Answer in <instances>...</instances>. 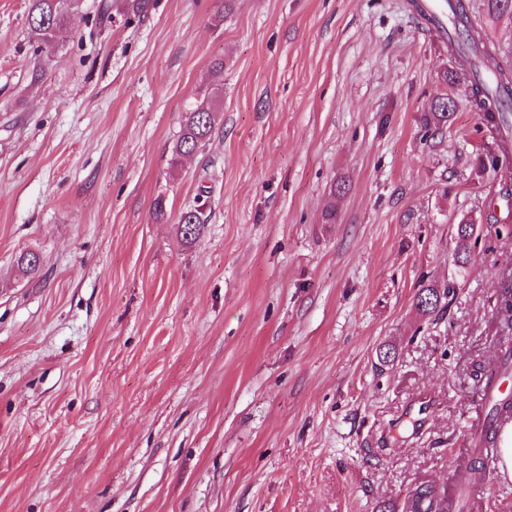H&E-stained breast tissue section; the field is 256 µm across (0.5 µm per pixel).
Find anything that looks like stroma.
Segmentation results:
<instances>
[{
    "label": "stroma",
    "instance_id": "35a3bbf8",
    "mask_svg": "<svg viewBox=\"0 0 512 512\" xmlns=\"http://www.w3.org/2000/svg\"><path fill=\"white\" fill-rule=\"evenodd\" d=\"M464 2L487 69L512 66V18ZM99 3L33 86L28 0H0V512L456 498L488 412L477 372L499 364L512 155L479 168L500 137L439 81L438 32L411 0H151L103 28ZM445 94L447 128L425 132ZM206 100L214 135L170 168ZM199 199L188 243L177 216ZM430 285L448 295L424 316ZM466 512H512L496 464Z\"/></svg>",
    "mask_w": 512,
    "mask_h": 512
}]
</instances>
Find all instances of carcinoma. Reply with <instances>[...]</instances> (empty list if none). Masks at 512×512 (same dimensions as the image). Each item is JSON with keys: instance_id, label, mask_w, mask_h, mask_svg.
I'll return each instance as SVG.
<instances>
[{"instance_id": "1", "label": "carcinoma", "mask_w": 512, "mask_h": 512, "mask_svg": "<svg viewBox=\"0 0 512 512\" xmlns=\"http://www.w3.org/2000/svg\"><path fill=\"white\" fill-rule=\"evenodd\" d=\"M118 9L135 16L147 14L150 0H117L99 5L98 23L105 24L112 19V9ZM81 12V0H30L28 9V36L36 45V53L41 55L30 73V84L41 82L47 75L50 65L49 53L59 44L63 32L71 29L74 20ZM453 17L452 29H443L448 41V51L458 63L460 69H445L440 74L443 83L455 86L460 83L459 70L469 72L470 79L465 91L471 106L481 114L487 124L509 131L512 128V88L504 83L502 76L512 78V69L499 67L486 76L483 73L485 58L489 54L483 34L476 30L462 5H451ZM452 113L448 112V97L438 98L430 111L422 116L423 125L428 128H440L448 124ZM217 112L208 102H202L189 108L181 124L180 135L171 149L169 166L173 169L181 165L182 160L195 153L211 139L215 128ZM180 234L185 241H194L200 237L205 220L199 205L188 207L177 219ZM15 267L23 278L36 275L42 267L41 256L26 250L15 259ZM448 289L423 288L416 296V308L421 315H431L437 311L442 297ZM500 371L502 375L512 372V337L509 336L500 345ZM488 427L477 433L475 448L467 459L459 475V512H465L468 475L485 468L489 458L488 448L496 442L493 425L498 421L512 418V399L492 394L489 397ZM408 512H448L446 499L422 484L415 486L408 495Z\"/></svg>"}]
</instances>
